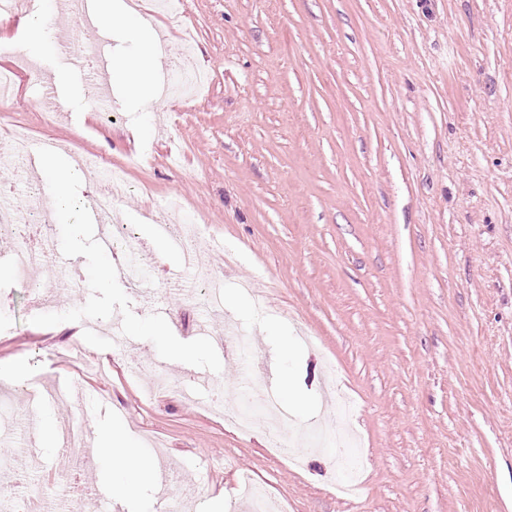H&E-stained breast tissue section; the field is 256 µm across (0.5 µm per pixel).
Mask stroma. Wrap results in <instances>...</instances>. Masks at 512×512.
I'll return each instance as SVG.
<instances>
[{
	"label": "stroma",
	"instance_id": "stroma-1",
	"mask_svg": "<svg viewBox=\"0 0 512 512\" xmlns=\"http://www.w3.org/2000/svg\"><path fill=\"white\" fill-rule=\"evenodd\" d=\"M55 2L9 16L0 67L26 51L22 18ZM113 2L111 25L73 31L94 62L55 41L18 70L0 135L23 126L125 166L116 222L186 292L161 268L130 282L125 254L97 247L86 176L53 217L76 275L42 298L47 272L0 264V363L24 369L0 384V512L76 485L92 492L71 512H245L244 473L278 512H512V0H184L166 15ZM187 26L203 91L180 104L147 79L129 91L130 65ZM93 70L109 84L103 112ZM42 182L0 149L9 201L25 206ZM173 199L214 258L221 312L145 218ZM228 330L290 382L280 402L301 463L209 409L245 379L218 341ZM326 420L353 429L357 454L310 447ZM68 427L88 441L120 430L166 487L114 503L111 461L67 463L54 435Z\"/></svg>",
	"mask_w": 512,
	"mask_h": 512
}]
</instances>
